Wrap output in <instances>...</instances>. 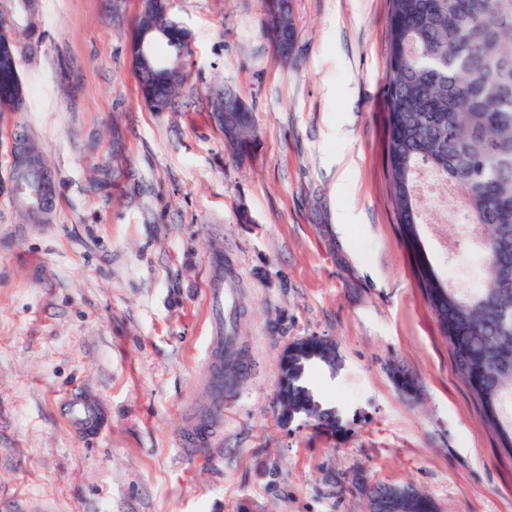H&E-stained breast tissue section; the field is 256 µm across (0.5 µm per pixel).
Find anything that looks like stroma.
Instances as JSON below:
<instances>
[{
	"label": "stroma",
	"instance_id": "stroma-1",
	"mask_svg": "<svg viewBox=\"0 0 512 512\" xmlns=\"http://www.w3.org/2000/svg\"><path fill=\"white\" fill-rule=\"evenodd\" d=\"M388 7L296 0L284 62L263 0H172L193 53L156 112L129 56L139 0H0L26 97L0 112V512H367L369 489L394 483L441 512H512V457L456 371L391 203ZM227 86L258 130L241 160L211 115ZM20 134L52 185L37 222L6 190ZM423 209L436 271L479 287L465 206ZM216 279L242 378L187 446V416L211 399ZM303 336L337 344L310 384L342 433L276 416L280 354ZM71 391L103 409L99 436L60 417Z\"/></svg>",
	"mask_w": 512,
	"mask_h": 512
}]
</instances>
